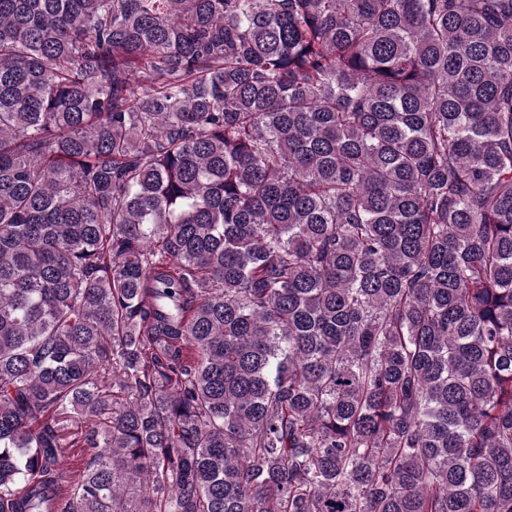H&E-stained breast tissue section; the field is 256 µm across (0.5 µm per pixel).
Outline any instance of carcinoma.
<instances>
[{
  "instance_id": "obj_1",
  "label": "carcinoma",
  "mask_w": 512,
  "mask_h": 512,
  "mask_svg": "<svg viewBox=\"0 0 512 512\" xmlns=\"http://www.w3.org/2000/svg\"><path fill=\"white\" fill-rule=\"evenodd\" d=\"M63 501L512 512V0H0V512Z\"/></svg>"
}]
</instances>
